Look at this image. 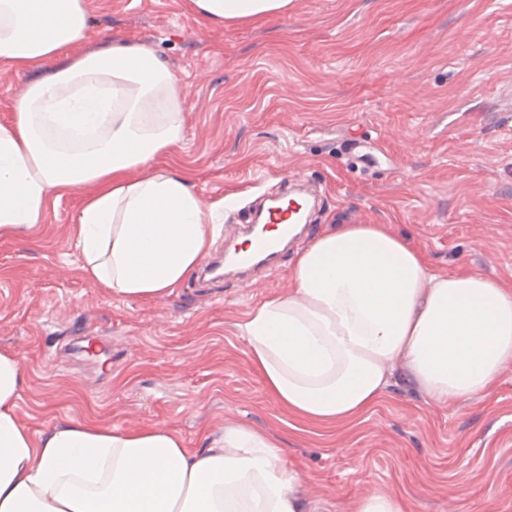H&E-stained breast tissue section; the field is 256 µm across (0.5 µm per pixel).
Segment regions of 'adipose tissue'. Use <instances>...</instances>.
<instances>
[{"instance_id": "obj_1", "label": "adipose tissue", "mask_w": 512, "mask_h": 512, "mask_svg": "<svg viewBox=\"0 0 512 512\" xmlns=\"http://www.w3.org/2000/svg\"><path fill=\"white\" fill-rule=\"evenodd\" d=\"M292 0H190L208 26L263 21ZM88 0H0V69L59 65L0 122V236L40 223L73 189L86 279L153 301L206 256L224 205L202 206L191 172L163 165L184 139L180 77L143 43L95 39ZM287 293L241 334L267 392L302 419L339 425L389 393L403 363L432 406L494 393L512 371V286L435 271L383 224H340L296 256ZM25 381L0 349V512H306L297 468L269 433L224 426L214 448L176 431L73 419L33 436L18 418Z\"/></svg>"}]
</instances>
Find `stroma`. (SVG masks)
I'll return each mask as SVG.
<instances>
[{"mask_svg": "<svg viewBox=\"0 0 512 512\" xmlns=\"http://www.w3.org/2000/svg\"><path fill=\"white\" fill-rule=\"evenodd\" d=\"M94 31L153 48L185 93L170 164L238 221L292 177L323 206L253 285L189 279L160 300L80 272L73 190L0 237V348L25 367L18 417L177 431L211 448L239 421L282 441L317 512L384 492L410 512H512V373L486 399L429 408L393 369L361 418L306 423L277 404L240 325L287 292L296 254L339 224H384L439 272L512 284V0H293L287 16L211 27L186 0H90Z\"/></svg>", "mask_w": 512, "mask_h": 512, "instance_id": "35a3bbf8", "label": "stroma"}]
</instances>
